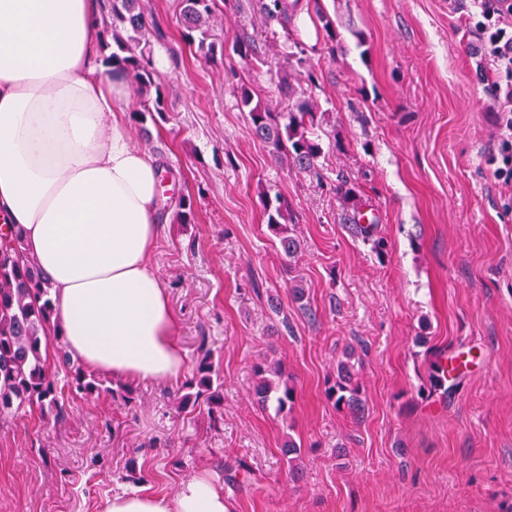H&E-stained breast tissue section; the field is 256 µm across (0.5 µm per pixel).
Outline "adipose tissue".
I'll return each instance as SVG.
<instances>
[{"instance_id": "obj_1", "label": "adipose tissue", "mask_w": 512, "mask_h": 512, "mask_svg": "<svg viewBox=\"0 0 512 512\" xmlns=\"http://www.w3.org/2000/svg\"><path fill=\"white\" fill-rule=\"evenodd\" d=\"M99 0H0V223L49 283L56 330L84 367L129 382L183 368L152 263L162 169L134 147L126 79L100 64ZM102 512H230L211 476L123 492Z\"/></svg>"}]
</instances>
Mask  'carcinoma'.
I'll return each mask as SVG.
<instances>
[{"label":"carcinoma","instance_id":"obj_1","mask_svg":"<svg viewBox=\"0 0 512 512\" xmlns=\"http://www.w3.org/2000/svg\"><path fill=\"white\" fill-rule=\"evenodd\" d=\"M183 38L197 46L201 58L213 61L224 54V42L215 38L211 24L213 0H182ZM259 9L267 21L290 24L295 16L296 0H258ZM111 40L103 41L100 61L106 72L121 70L135 85L141 97L140 108L132 111L133 120L144 135H149L147 122H157L163 116L164 88L160 83L149 49L148 21L141 0H111ZM241 108L247 110L251 132L271 148L281 164L302 172H317L321 154L320 143L314 138L315 113L305 102H298L290 112H274L253 100L251 90L240 89ZM268 228L278 240L277 252L288 261L298 258L301 242L280 222L284 218L281 206L265 199ZM179 224H191L195 212L191 198H182L175 215ZM52 303L46 278L21 248L20 239L10 232H0V423L36 408L44 420L58 421L64 413L62 391L55 375L42 356L50 342L62 340L50 334ZM62 363L69 367L71 387L84 395L114 392L103 380L71 363L66 352L60 353ZM350 359L340 362L336 382L326 389L327 400L338 409L361 412L363 401L359 384L354 381ZM253 397L263 409L275 406L279 413L289 411L296 399L294 386L281 362L259 363L254 367ZM178 407L187 409L202 405L207 409L213 426L224 421V379L215 368L212 352L200 350V356L189 380L178 388ZM285 458L289 478L299 477L301 448L288 438L280 448Z\"/></svg>","mask_w":512,"mask_h":512}]
</instances>
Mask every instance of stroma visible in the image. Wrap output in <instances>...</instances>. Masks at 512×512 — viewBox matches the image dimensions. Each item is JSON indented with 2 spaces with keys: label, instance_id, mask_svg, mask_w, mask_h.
<instances>
[{
  "label": "stroma",
  "instance_id": "stroma-1",
  "mask_svg": "<svg viewBox=\"0 0 512 512\" xmlns=\"http://www.w3.org/2000/svg\"><path fill=\"white\" fill-rule=\"evenodd\" d=\"M152 53L163 54V119L134 146L163 165L195 221H167L153 264L178 316L184 367L128 384L127 397L65 391V417L39 413L0 426V512H101L112 494L173 493L200 473L223 480L233 512H512V187L487 159L498 114L448 0H304L294 26L265 24L253 0H215L226 45L207 62L182 38L181 0H142ZM333 20L325 49L317 10ZM256 35L268 54L250 68L231 45ZM305 49L289 58L287 39ZM316 83H309L308 71ZM317 114V174L281 166L255 138L240 86L289 111L281 82ZM349 176L380 218L377 255L330 191ZM281 197L302 243L286 264L263 200ZM305 283L296 304L292 275ZM224 378V423L179 411L174 393L200 345ZM461 357L448 395L429 391L430 365ZM350 358L361 417L325 396ZM282 362L297 397L290 411L259 409L253 368ZM302 448L289 481L279 448Z\"/></svg>",
  "mask_w": 512,
  "mask_h": 512
}]
</instances>
